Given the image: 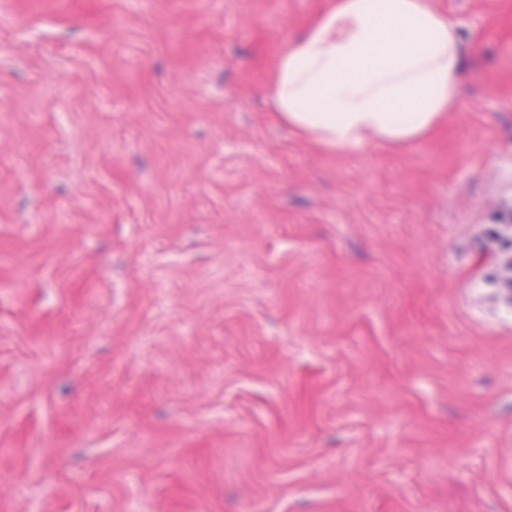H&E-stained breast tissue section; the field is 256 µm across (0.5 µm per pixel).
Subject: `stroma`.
Returning a JSON list of instances; mask_svg holds the SVG:
<instances>
[{"label": "stroma", "instance_id": "35a3bbf8", "mask_svg": "<svg viewBox=\"0 0 512 512\" xmlns=\"http://www.w3.org/2000/svg\"><path fill=\"white\" fill-rule=\"evenodd\" d=\"M454 105L332 151L331 0L0 8V512H512V0H433Z\"/></svg>", "mask_w": 512, "mask_h": 512}]
</instances>
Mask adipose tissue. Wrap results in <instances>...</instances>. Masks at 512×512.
Returning <instances> with one entry per match:
<instances>
[{
	"label": "adipose tissue",
	"mask_w": 512,
	"mask_h": 512,
	"mask_svg": "<svg viewBox=\"0 0 512 512\" xmlns=\"http://www.w3.org/2000/svg\"><path fill=\"white\" fill-rule=\"evenodd\" d=\"M462 57L432 0H333L280 53L265 93L330 150L422 138L454 101Z\"/></svg>",
	"instance_id": "1"
}]
</instances>
